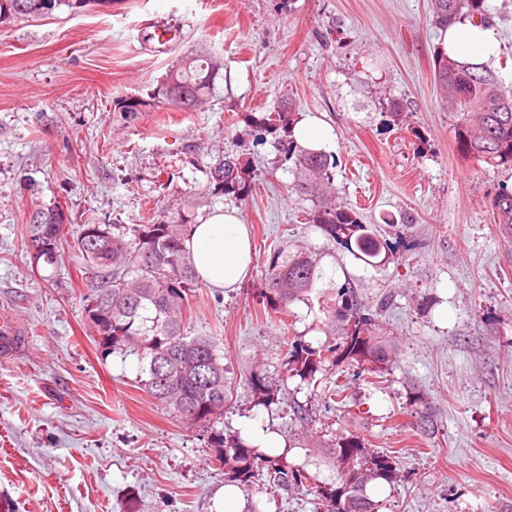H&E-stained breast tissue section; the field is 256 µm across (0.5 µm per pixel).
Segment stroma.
Masks as SVG:
<instances>
[{
  "label": "stroma",
  "instance_id": "stroma-1",
  "mask_svg": "<svg viewBox=\"0 0 512 512\" xmlns=\"http://www.w3.org/2000/svg\"><path fill=\"white\" fill-rule=\"evenodd\" d=\"M488 3L491 64L512 86V0ZM428 12L429 0H112L0 24V315L17 319L22 344L0 359V499L13 512H224V468L204 429L144 390L137 355L103 354L74 254L52 274L32 270L28 215L58 203L77 224L237 210L250 228L249 273L233 290L201 284L188 322L224 355V430L276 431L289 461L327 482L336 472L313 445L359 437L399 470L398 484L373 495L379 512H512V240L489 208L512 170L460 156L436 97ZM203 46L223 57L224 78L197 111H114L113 98L147 97ZM288 97L332 131L338 201L362 208L387 240L404 233L408 248L368 262L328 250L305 224L309 204L289 192L287 165L239 118ZM389 97L406 108L400 123ZM227 150L256 169L246 201L204 191L206 167ZM282 246L322 252L367 308L393 297L381 323L396 365L384 389L351 381L349 412L289 377L279 316L252 294ZM255 370L284 402L259 404ZM414 388L433 409L431 434L409 406ZM239 495L247 512H319L309 492L263 480Z\"/></svg>",
  "mask_w": 512,
  "mask_h": 512
}]
</instances>
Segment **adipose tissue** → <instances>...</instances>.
Returning <instances> with one entry per match:
<instances>
[{
    "label": "adipose tissue",
    "mask_w": 512,
    "mask_h": 512,
    "mask_svg": "<svg viewBox=\"0 0 512 512\" xmlns=\"http://www.w3.org/2000/svg\"><path fill=\"white\" fill-rule=\"evenodd\" d=\"M439 47L450 55L486 60L496 55L498 40L493 29L457 23L441 30ZM186 247L200 278L212 287L237 288L248 274L250 235L236 211H215L201 218L193 225Z\"/></svg>",
    "instance_id": "ef3b65f1"
}]
</instances>
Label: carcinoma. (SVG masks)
<instances>
[{"label": "carcinoma", "mask_w": 512, "mask_h": 512, "mask_svg": "<svg viewBox=\"0 0 512 512\" xmlns=\"http://www.w3.org/2000/svg\"><path fill=\"white\" fill-rule=\"evenodd\" d=\"M99 0H0V17L8 20L39 18L65 5L82 8ZM431 24L440 29L468 21L490 22L487 0H430ZM224 59L200 49L181 58L149 99L118 97L114 110L129 117L152 104H167L191 112L212 97L217 80L224 78ZM433 76L441 106L456 117V137L464 157L489 166L512 168V87L502 84L498 71L473 58L451 57L436 49ZM295 104L282 101L277 110L243 115L246 126L270 135L280 156L292 163L291 192L310 202L306 223L319 228L331 245L376 258L390 248L364 221L362 213L336 201L334 156L305 149L293 139ZM255 174L244 160L227 152L209 169L214 194L246 200ZM495 222L512 235V187H502L489 200ZM194 218L188 210L160 212L150 224H79L72 228L71 248L81 261L89 293L85 313L105 352H133L144 362L141 380L155 399L174 405L187 420L213 426L224 414L229 396L224 355L212 336H192L187 327L189 300L200 277L185 247ZM64 219L59 206L35 210L26 225L31 263L56 268L64 250ZM322 256L314 250H280L266 269L258 297L278 313L291 315L290 306L303 302L321 285L330 292L322 306L324 324L333 339L316 346L294 335L286 342L285 367L291 377L312 384L316 374L345 362H355L384 383L395 363V349L386 331L364 310L350 283L336 287ZM249 387L264 405L278 401V391L267 377L253 373ZM422 432L433 426L427 403L412 391ZM208 446L224 465L228 481L245 485L264 475L274 486L309 488L323 512H374L369 485L397 478L394 457L371 451L353 435L338 436L318 445L338 479L327 483L288 462L287 452L270 455L249 444L240 432L211 429Z\"/></svg>", "instance_id": "1"}]
</instances>
